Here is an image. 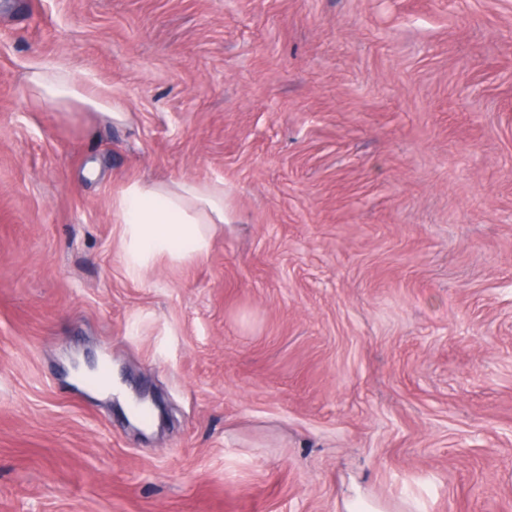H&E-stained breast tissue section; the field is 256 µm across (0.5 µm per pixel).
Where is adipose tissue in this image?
<instances>
[{
	"instance_id": "adipose-tissue-1",
	"label": "adipose tissue",
	"mask_w": 512,
	"mask_h": 512,
	"mask_svg": "<svg viewBox=\"0 0 512 512\" xmlns=\"http://www.w3.org/2000/svg\"><path fill=\"white\" fill-rule=\"evenodd\" d=\"M34 101L54 99L63 108L80 104L125 123L123 106L91 90L88 75L49 64L28 76ZM112 215L121 226L127 271L141 275L157 259L195 261L207 255L214 231L224 221V191L194 180L131 182L112 199Z\"/></svg>"
}]
</instances>
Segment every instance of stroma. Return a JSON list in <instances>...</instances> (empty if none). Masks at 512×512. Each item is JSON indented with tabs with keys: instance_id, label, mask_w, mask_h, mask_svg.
Segmentation results:
<instances>
[{
	"instance_id": "1",
	"label": "stroma",
	"mask_w": 512,
	"mask_h": 512,
	"mask_svg": "<svg viewBox=\"0 0 512 512\" xmlns=\"http://www.w3.org/2000/svg\"><path fill=\"white\" fill-rule=\"evenodd\" d=\"M88 73L129 113L33 105ZM224 185L127 274L112 196ZM103 358L164 418L80 389ZM512 512V0H0V512ZM27 80L35 104L50 97L65 109L80 104L100 110L116 124H124L129 118L123 106L97 90L89 96L84 94L91 83L85 72L44 64L35 66ZM344 512H389L388 506L368 496L361 487L352 482L342 497Z\"/></svg>"
}]
</instances>
